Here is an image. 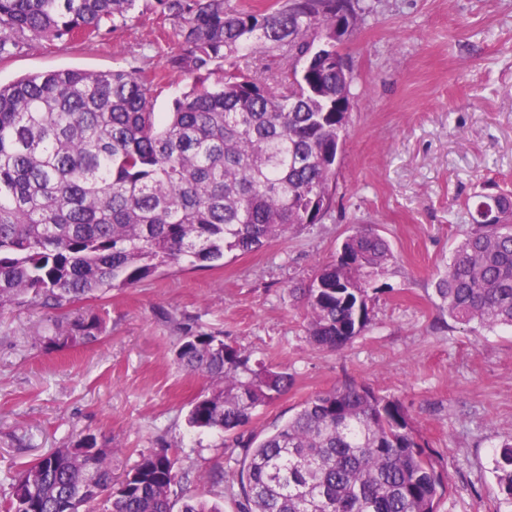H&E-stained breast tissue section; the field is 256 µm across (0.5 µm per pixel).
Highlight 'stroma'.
I'll return each instance as SVG.
<instances>
[{"instance_id":"stroma-1","label":"stroma","mask_w":512,"mask_h":512,"mask_svg":"<svg viewBox=\"0 0 512 512\" xmlns=\"http://www.w3.org/2000/svg\"><path fill=\"white\" fill-rule=\"evenodd\" d=\"M344 45L354 105L333 202L321 223L218 268H172L137 286L56 310L0 309V506L19 470L86 433L116 446L114 475L164 445L191 467L178 499L199 494L240 512L239 499L200 482L215 466L238 474L231 436L197 433L186 417L206 380L175 361L179 334L203 332L287 371L288 392L259 409L245 434L280 426L299 404L345 378L400 403L448 481L440 512H495L491 451L512 437V333L457 323L435 282L471 225L467 198L512 191V0H369ZM153 0L93 41L25 50L0 63V83L59 69L162 70L179 53L156 35ZM369 225L396 256L371 292V321L336 352L309 341L294 289ZM90 312L105 330L88 345L48 342Z\"/></svg>"}]
</instances>
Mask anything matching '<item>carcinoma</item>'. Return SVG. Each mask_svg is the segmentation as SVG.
Returning <instances> with one entry per match:
<instances>
[{
    "label": "carcinoma",
    "instance_id": "1",
    "mask_svg": "<svg viewBox=\"0 0 512 512\" xmlns=\"http://www.w3.org/2000/svg\"><path fill=\"white\" fill-rule=\"evenodd\" d=\"M141 0H0V63L57 42L83 43ZM181 53L169 73L195 88L155 111L162 78L138 67L64 69L0 85V308H60L133 287L186 262L212 267L318 224L332 205L336 144L352 83L322 61L336 23L357 27L365 0H155ZM279 61L272 76L242 66ZM471 228L438 277L437 307L458 323L512 327V194L465 203ZM395 260L387 240L358 226L336 258L299 288L307 335L319 349L347 346L369 324V290ZM90 314L50 341L91 343ZM178 364L209 383L189 427L219 434L247 426L288 391L284 371L208 333L180 337ZM235 445L241 512H438L447 492L439 460L404 409L349 378L303 401L273 432ZM114 448L94 434L55 448L13 479L5 512H173L188 478L162 448L112 479ZM503 503L512 507V438L493 453ZM180 512H223L189 498Z\"/></svg>",
    "mask_w": 512,
    "mask_h": 512
}]
</instances>
